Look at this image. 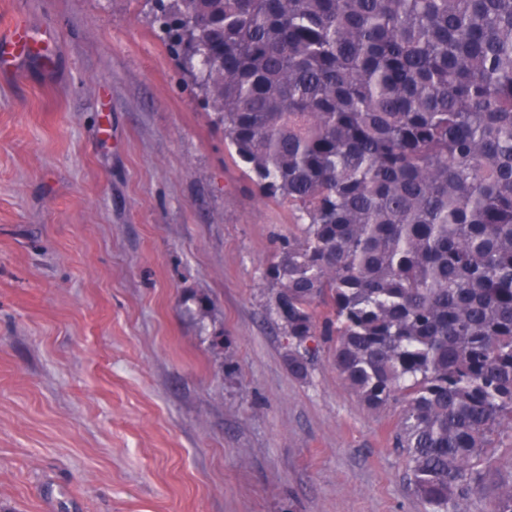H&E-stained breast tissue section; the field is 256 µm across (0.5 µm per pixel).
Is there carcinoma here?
Listing matches in <instances>:
<instances>
[{
  "mask_svg": "<svg viewBox=\"0 0 512 512\" xmlns=\"http://www.w3.org/2000/svg\"><path fill=\"white\" fill-rule=\"evenodd\" d=\"M261 194L302 236L268 276L396 433L428 512H462L512 432V0H155ZM491 512H512V473Z\"/></svg>",
  "mask_w": 512,
  "mask_h": 512,
  "instance_id": "obj_1",
  "label": "carcinoma"
}]
</instances>
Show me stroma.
Instances as JSON below:
<instances>
[{
    "instance_id": "obj_1",
    "label": "stroma",
    "mask_w": 512,
    "mask_h": 512,
    "mask_svg": "<svg viewBox=\"0 0 512 512\" xmlns=\"http://www.w3.org/2000/svg\"><path fill=\"white\" fill-rule=\"evenodd\" d=\"M0 512H428L266 276L302 226L263 196L149 0H0ZM207 298L199 311L198 298ZM31 39V33L24 28L14 26L4 36L0 34V72L19 70L26 57L22 48Z\"/></svg>"
}]
</instances>
